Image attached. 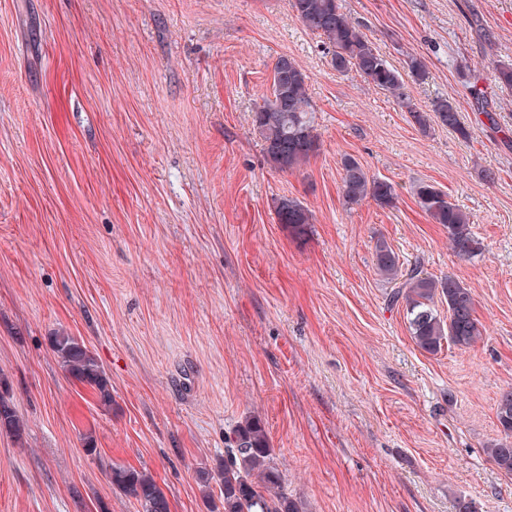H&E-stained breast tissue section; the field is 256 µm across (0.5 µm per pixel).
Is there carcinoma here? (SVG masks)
I'll return each mask as SVG.
<instances>
[{
    "instance_id": "carcinoma-1",
    "label": "carcinoma",
    "mask_w": 512,
    "mask_h": 512,
    "mask_svg": "<svg viewBox=\"0 0 512 512\" xmlns=\"http://www.w3.org/2000/svg\"><path fill=\"white\" fill-rule=\"evenodd\" d=\"M290 7L302 26L318 37L331 54V65L336 71L355 70L365 82L390 94L424 131L430 127L433 117L439 125L465 139L469 137L453 100L434 101L429 114L416 108L400 71L344 12L340 0H290ZM490 66L495 83L511 89L512 64L492 62ZM470 92L484 103L483 114L490 126L498 128L495 109L489 107L484 91L472 85ZM313 112L307 75L293 59L286 55L277 57L270 95L252 111L251 120L267 161L274 169L286 172L301 168L318 154L320 142L313 125ZM340 191L349 205L371 199L381 207H392L398 199L393 183L371 176L350 155L341 160ZM412 193L424 214L448 230L455 252L474 256L481 251L470 215L449 201L445 193L425 182L414 184ZM275 212L278 223L288 225L298 237L305 235L313 223L312 212L296 199L280 200ZM373 261L379 276L393 285L391 302L405 306L409 332L418 348L436 354L446 345L469 348L481 338L482 325L475 316L474 296L453 276L438 279L422 274L418 265L403 267L399 255L382 238L375 242ZM439 301L447 305L446 318L436 309ZM50 345L58 363L71 378L93 389L101 403H112L111 385L84 343L59 331L51 337ZM497 418L505 440L487 448V454L500 470L512 474V390L500 395ZM0 432L17 439L25 433L24 421L11 401L7 380L1 376ZM232 445L229 457L216 472H200L204 487H209L214 479L220 482L223 512H300L299 504L281 490V475L272 464V448L258 417L250 416L236 427ZM109 478L113 486L139 503L141 512H171L166 495L148 472L115 466Z\"/></svg>"
}]
</instances>
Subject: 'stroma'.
Instances as JSON below:
<instances>
[{
  "label": "stroma",
  "mask_w": 512,
  "mask_h": 512,
  "mask_svg": "<svg viewBox=\"0 0 512 512\" xmlns=\"http://www.w3.org/2000/svg\"><path fill=\"white\" fill-rule=\"evenodd\" d=\"M341 3L416 106L455 100L469 138L337 72L289 0H0V372L27 423L0 433V512H139L114 466L151 473L171 512H213L219 486L197 472L249 415L302 512H512V475L486 454L512 389V90L487 68L512 62V0ZM281 55L308 75L320 138L293 172L250 123ZM346 155L395 184V206L345 203ZM416 182L471 215L481 254L452 249ZM283 196L313 214L304 239L277 221ZM379 238L471 289L475 346L415 345ZM62 330L111 405L58 364ZM50 345L58 363L71 378L93 389L102 404L112 403L111 385L99 362L83 342L59 331L51 336Z\"/></svg>",
  "instance_id": "35a3bbf8"
}]
</instances>
